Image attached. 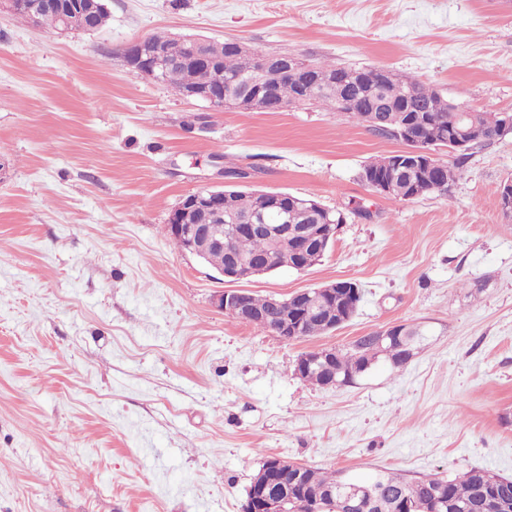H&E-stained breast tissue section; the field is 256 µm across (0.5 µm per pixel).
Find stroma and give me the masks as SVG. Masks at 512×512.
<instances>
[{
  "mask_svg": "<svg viewBox=\"0 0 512 512\" xmlns=\"http://www.w3.org/2000/svg\"><path fill=\"white\" fill-rule=\"evenodd\" d=\"M95 32L0 14V512H241L275 456L364 479L479 467L512 479V132L448 195L359 179L402 142L320 105L217 110L129 71L155 33L371 65L477 112L512 113V0H106ZM288 192L342 210L305 271L240 281L279 298L338 280L353 317L285 341L219 310L232 284L167 228L186 195ZM416 324L396 369L323 388L300 355Z\"/></svg>",
  "mask_w": 512,
  "mask_h": 512,
  "instance_id": "stroma-1",
  "label": "stroma"
}]
</instances>
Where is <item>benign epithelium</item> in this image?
Instances as JSON below:
<instances>
[{
	"instance_id": "1",
	"label": "benign epithelium",
	"mask_w": 512,
	"mask_h": 512,
	"mask_svg": "<svg viewBox=\"0 0 512 512\" xmlns=\"http://www.w3.org/2000/svg\"><path fill=\"white\" fill-rule=\"evenodd\" d=\"M58 0H0V12H18L27 10V16L32 25H37L36 12L40 7L51 8ZM64 19L61 32L87 31L80 16L69 11H60ZM184 39L165 50L154 48L149 38H139L127 44L122 56L125 65L133 72L157 79L158 71L166 65H177L184 61L180 51ZM315 65L301 60L291 53H267L258 60V67L253 76L244 86L233 84H211L204 87H194L187 91L186 97L206 102L221 109L231 108L245 111L264 112L267 102L276 93V83L284 75L294 76L301 94L291 102H280L279 109L284 111L289 107L301 103L311 102L319 92L326 80H311L309 73ZM466 114L460 113L451 127L450 142L453 151L470 150V140L466 138L461 125ZM394 120L401 125V133L407 141L408 148L403 158L396 161V171L404 173L418 168L445 169L431 150L422 147L420 138L414 136L409 120L405 114L397 113ZM229 191L225 189H204L183 198L170 212L168 217V230L171 235L184 241V252L198 258L206 256L212 250H222L230 247L231 239L241 233L263 236L276 243V254L265 257L262 261H240L232 259L227 267L221 271L224 278L231 282L248 280L253 276L266 272L270 267H279L288 264V255L292 254L300 270L310 268L323 257L326 243L336 238L338 226L334 224H315L301 228L291 224H267L262 215L247 214L245 216H224V203L228 201ZM229 219L225 233L214 231L213 223L222 219ZM336 294V283L331 282L313 291L303 289L294 292L291 298L297 300L301 309V317L311 316L310 302L316 298ZM216 307L225 315L242 322L249 318L253 311L249 308L246 291L230 290L218 295L215 300ZM376 345L382 353L391 357L399 349H411L414 337H400V326L393 325L376 333ZM336 349L321 348L310 352L309 355L299 358L294 373L302 379L310 376H321L323 386L336 385ZM301 465L279 458L270 461V465L257 479L260 494L251 495L245 500L242 512H293L289 508L288 493L278 487L277 477L293 473L300 476ZM342 499L348 506L349 512H366L372 499V491L368 487L347 483L343 485Z\"/></svg>"
}]
</instances>
